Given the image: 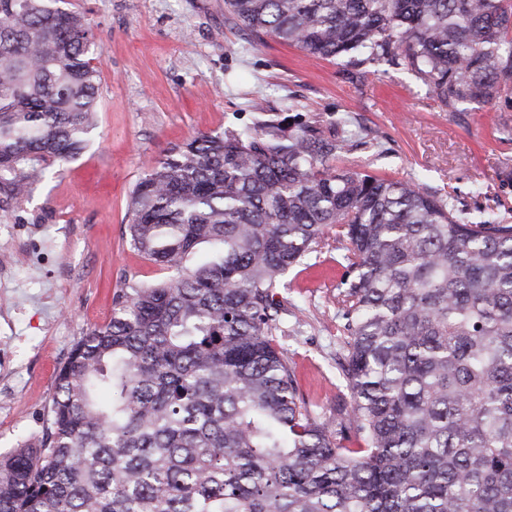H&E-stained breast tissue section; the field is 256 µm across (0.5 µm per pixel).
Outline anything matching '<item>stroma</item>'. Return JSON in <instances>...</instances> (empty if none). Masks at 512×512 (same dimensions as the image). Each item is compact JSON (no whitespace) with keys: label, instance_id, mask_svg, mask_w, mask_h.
Wrapping results in <instances>:
<instances>
[{"label":"stroma","instance_id":"obj_1","mask_svg":"<svg viewBox=\"0 0 512 512\" xmlns=\"http://www.w3.org/2000/svg\"><path fill=\"white\" fill-rule=\"evenodd\" d=\"M90 21L100 60V123L86 150L51 169L30 198L0 196V454L46 436L55 375L74 345L112 317V294L167 270L134 250L128 194L148 160L227 127H253L255 103L289 131L348 117L363 145L337 166L421 178L452 193L466 217L512 218V103L442 110L421 81L387 63L357 74L273 39L258 41L224 14V0H65ZM334 240L288 273V360L311 412L336 418Z\"/></svg>","mask_w":512,"mask_h":512}]
</instances>
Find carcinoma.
Listing matches in <instances>:
<instances>
[{
	"label": "carcinoma",
	"instance_id": "1",
	"mask_svg": "<svg viewBox=\"0 0 512 512\" xmlns=\"http://www.w3.org/2000/svg\"><path fill=\"white\" fill-rule=\"evenodd\" d=\"M0 0V193L20 201L98 127L84 14ZM306 55L413 71L438 107L512 94V0H224ZM342 118L261 113L177 145L129 193L170 272L114 291L56 375L47 438L0 457V512H512V223L419 179L339 168ZM334 238L336 428L278 340L288 271Z\"/></svg>",
	"mask_w": 512,
	"mask_h": 512
}]
</instances>
